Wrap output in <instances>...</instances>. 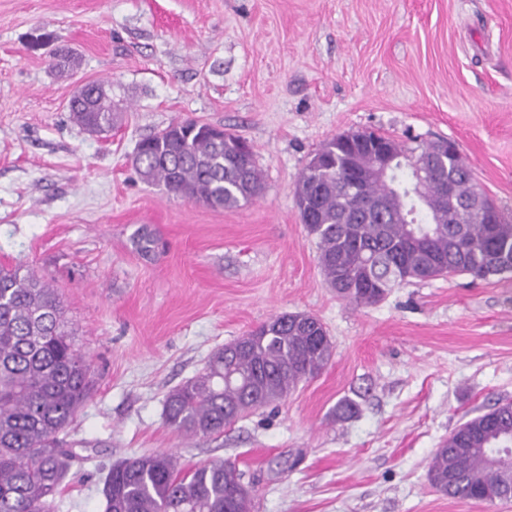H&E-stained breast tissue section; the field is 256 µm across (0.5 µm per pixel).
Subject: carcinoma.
<instances>
[{
    "instance_id": "obj_1",
    "label": "carcinoma",
    "mask_w": 512,
    "mask_h": 512,
    "mask_svg": "<svg viewBox=\"0 0 512 512\" xmlns=\"http://www.w3.org/2000/svg\"><path fill=\"white\" fill-rule=\"evenodd\" d=\"M72 120L89 131L110 128L112 97L91 83L69 102ZM369 131L339 133L314 153L295 202L317 240L318 264L337 296L360 306L394 288L450 275L512 278V216L485 211L487 196L455 143L396 152L397 182L361 172L372 164ZM146 182L211 208H238L258 197L262 175L251 146L217 137L212 125L182 120L143 140L135 162ZM334 344L323 323L285 312L217 351L195 378L166 398V422L187 437L224 427L288 396L317 377ZM90 364L67 329L64 304L35 271L0 266V512H58L57 495L77 449L61 437L90 394ZM512 446V402L461 424L435 449L430 485L461 503L495 506L512 490V461L494 448ZM228 461L183 467L168 452L112 465L104 512H253L255 491Z\"/></svg>"
}]
</instances>
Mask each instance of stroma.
<instances>
[{"label": "stroma", "instance_id": "1", "mask_svg": "<svg viewBox=\"0 0 512 512\" xmlns=\"http://www.w3.org/2000/svg\"><path fill=\"white\" fill-rule=\"evenodd\" d=\"M89 82L122 109L101 133L69 118ZM180 119L247 139L262 194L214 209L141 181L139 142ZM357 130L455 141L512 213V0H0V265L58 290L91 363L69 437L92 447L61 512H103L108 467L163 451L235 463L255 512H512L428 481L458 425L512 401V279L413 282L364 307L318 267L296 182ZM297 311L335 345L316 378L217 436L166 423L212 353ZM347 398L359 411L337 419Z\"/></svg>", "mask_w": 512, "mask_h": 512}]
</instances>
